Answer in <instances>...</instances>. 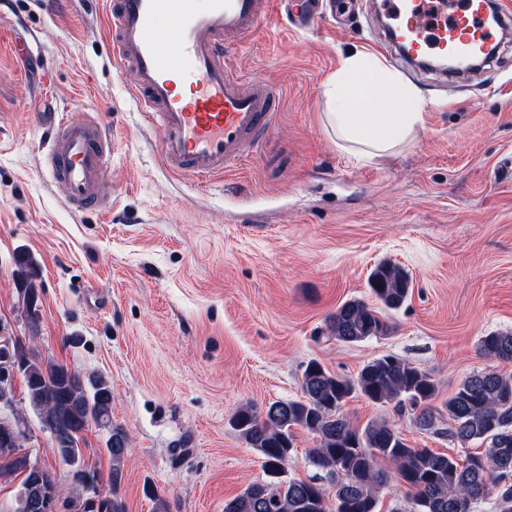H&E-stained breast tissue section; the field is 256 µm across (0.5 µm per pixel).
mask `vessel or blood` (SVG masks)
<instances>
[{"instance_id": "1", "label": "vessel or blood", "mask_w": 512, "mask_h": 512, "mask_svg": "<svg viewBox=\"0 0 512 512\" xmlns=\"http://www.w3.org/2000/svg\"><path fill=\"white\" fill-rule=\"evenodd\" d=\"M114 65L129 78L145 120L163 133L162 156L173 174L206 179L239 165L262 143L281 92L230 67L227 41L255 33L275 12L310 26L319 0H106ZM390 22L384 49L408 56L483 57L512 30L507 0H382ZM52 144L46 163L77 210L112 206L99 185L114 144L95 119L41 112Z\"/></svg>"}]
</instances>
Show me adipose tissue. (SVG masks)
<instances>
[{
  "instance_id": "obj_1",
  "label": "adipose tissue",
  "mask_w": 512,
  "mask_h": 512,
  "mask_svg": "<svg viewBox=\"0 0 512 512\" xmlns=\"http://www.w3.org/2000/svg\"><path fill=\"white\" fill-rule=\"evenodd\" d=\"M326 95L336 144L357 165L406 143L423 123L424 99L396 73L357 52L331 78Z\"/></svg>"
}]
</instances>
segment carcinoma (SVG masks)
Returning <instances> with one entry per match:
<instances>
[{
  "mask_svg": "<svg viewBox=\"0 0 512 512\" xmlns=\"http://www.w3.org/2000/svg\"><path fill=\"white\" fill-rule=\"evenodd\" d=\"M15 275L23 280L30 302L39 300V267L25 251L16 253ZM374 307L360 299L341 303L328 318L331 337L357 344L386 336L390 323L379 311L399 308L408 298L412 280L407 270L392 261L379 263L369 277ZM480 351L512 362V332L481 338ZM29 406L40 423L55 437L53 451L81 472L82 448L72 438L94 425L106 431V451L111 460L110 496L92 509L81 497L67 499L69 512H126L120 495L123 463L129 433L112 421V384L104 376L80 374L58 361H31L19 369ZM302 395L277 400L264 410L238 409L231 427L264 459L266 480L252 483L224 504V512H377L386 486L378 460L389 461L408 490V512H472L493 487L498 489L499 512H512V371L489 370L464 379L441 405L436 380L424 369L394 354L365 364L354 378L338 376L319 361H310L301 377ZM356 396L377 404L409 402L418 429L466 444L479 440L481 452L463 459L429 448H411L401 433L386 422H370L359 429L341 414ZM319 440L307 449L309 462L326 472L331 488L311 480L286 477L288 459L295 450L297 432ZM26 454L0 441V477H21L29 508L16 512H41V503L56 484L49 470L40 476L29 472Z\"/></svg>",
  "mask_w": 512,
  "mask_h": 512,
  "instance_id": "cac0c4a2",
  "label": "carcinoma"
}]
</instances>
